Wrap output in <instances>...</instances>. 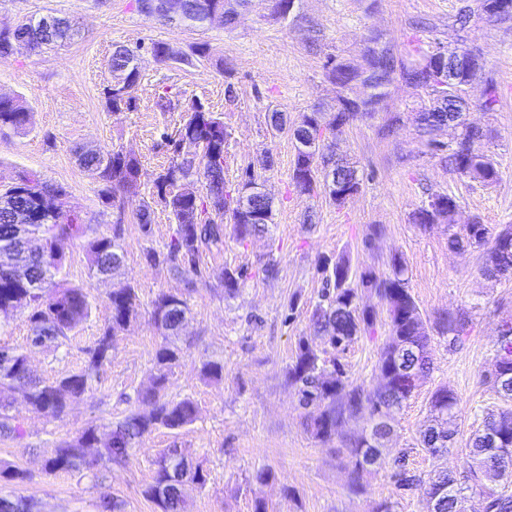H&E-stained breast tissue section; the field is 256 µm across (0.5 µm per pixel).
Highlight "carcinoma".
I'll return each instance as SVG.
<instances>
[{
  "instance_id": "carcinoma-1",
  "label": "carcinoma",
  "mask_w": 512,
  "mask_h": 512,
  "mask_svg": "<svg viewBox=\"0 0 512 512\" xmlns=\"http://www.w3.org/2000/svg\"><path fill=\"white\" fill-rule=\"evenodd\" d=\"M137 11L166 23L163 0H134ZM179 23L202 27L209 15L224 8V0H178ZM72 24L57 18L51 27H43L30 18L8 33L0 31V58L12 54V46L24 42L30 51L41 53L70 39ZM432 48L412 45L406 56L397 57L378 46L374 37L365 49L371 74L360 80L359 67L338 59L330 60V75L336 84L333 111L319 109L300 114L288 124L283 114L274 111L270 122L276 133L294 140L306 136L315 144L314 152L295 151L290 179L301 195L319 190L340 206L358 191L357 169L336 158L335 140L353 121L379 111L389 85L396 77L423 89L431 105L425 112L448 114L455 109L452 96L439 90L432 81L434 70L424 61ZM111 84L106 88L107 106L114 111L135 106L139 84L137 50L117 45L110 59ZM361 82L362 93L350 96V83ZM498 91L495 81L487 79L481 107L495 111ZM29 111L19 98H0V128H23ZM462 145L450 149L448 168L461 177L492 185L499 180L493 159L477 148L485 137L482 129L464 128ZM228 132L215 113L196 102L188 119L170 140L177 149L179 139L197 143L200 153L192 159L177 157L155 180L156 196L170 211L177 228L167 244L165 260L169 270L181 277L198 273L199 254L207 249L224 247L226 232L244 242L270 232L272 222L256 224L255 211L273 213V203L266 198H245L240 187L257 179L254 168L247 167L244 179L230 188L224 178V141ZM81 167L102 184L107 200L125 210L136 203V218L142 227L151 224V206L145 200L134 201L139 194L141 163L121 150H86L78 155ZM63 189L35 173L22 175L18 182L0 192V313L9 316L19 308L30 310V347L47 340L65 341L69 333L91 312L85 289L55 280L66 261L65 246L87 241V259L91 275L108 278L124 266L125 250L121 225L112 235L97 234L84 223L80 211L66 205ZM456 198L436 194L412 214V222L428 229L436 224L448 225V250L473 248L482 252L483 272L491 277L512 276V225L498 230L487 224H465L454 230ZM320 270L326 288L311 312L309 321L315 332L327 338L336 351H343L355 339L374 331L377 313L360 306L358 289L373 292L386 306L389 335L377 360L374 373L377 386L368 391L349 381L338 357H320L307 341H300L295 361L288 367V379L298 386L300 405L307 409L306 429L317 440H337L339 451L348 458V484L355 494L365 491L366 477L380 467L382 447L395 434L398 415L418 382L433 368L429 327L410 292L405 262L393 258L387 274L372 269L356 272L344 257L321 260ZM243 272L224 269L220 284L224 294L232 297L239 291ZM111 322L103 329L93 347L86 351L87 360L77 372L66 373L47 382L36 378L28 366L27 353L5 342L0 343V436L19 438L21 427L9 414L16 402L28 410L50 418H60L85 400L91 381L109 361L112 340L117 332L135 319L138 313L137 288L131 283L112 289L109 296ZM188 311L181 295L162 292L152 302L150 312L154 328L162 337L154 354L150 385L139 393L141 402L151 406L147 413L129 412L111 424L107 439L98 442L97 427L90 426L71 440L62 441L46 460L50 472L59 470H93L108 464L122 465L138 441L152 430L162 427L179 430L194 422L197 406L190 398L178 401L167 398L169 370L180 357L171 343L179 335ZM471 319L465 312H446L435 320L448 335V346L462 343L470 331ZM496 369L486 381L497 395L499 404L480 411L481 428L470 437L465 475L457 478L448 470L436 471L426 478L406 468L403 459L395 461L392 478L403 491L420 490L431 506L430 512H459V496L472 491L480 497L477 512H512V479L503 471L512 468V319L502 321L494 354ZM458 400L453 389L440 386L431 395L428 424L420 433L419 444L434 457L454 448ZM368 414V428L350 435L344 426L362 413ZM153 482L144 495L157 512H183L187 487L203 488L207 473L201 466L188 465L178 448L159 452ZM36 504L26 498L0 497V512H32Z\"/></svg>"
}]
</instances>
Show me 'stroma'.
I'll use <instances>...</instances> for the list:
<instances>
[{"mask_svg": "<svg viewBox=\"0 0 512 512\" xmlns=\"http://www.w3.org/2000/svg\"><path fill=\"white\" fill-rule=\"evenodd\" d=\"M463 9L471 17L462 28L456 17ZM45 14L72 20L77 31L64 45L43 53L21 46L0 59V95L23 97L29 110L25 129L0 130V189L26 172L62 187L69 204L98 233L111 234L113 225L121 224L125 263L113 278L99 279L89 274L83 242L69 245L60 278L87 289L90 316L65 343L49 341L32 349L27 345L30 312L18 309L0 321V340L26 351L33 374L52 381L83 367L87 349L109 322L113 288L134 283L140 307L137 319L115 336L111 358L82 404L58 419L13 405L11 413L24 435L0 436V461L17 465L29 478L0 482V494L34 499L39 512H99L105 495L122 500L125 512H155L143 491L155 475L159 450L178 448L208 475L205 488L188 491L184 512H252L258 497L268 512H370L390 498L398 501V512H429L421 493L397 491L391 478L394 461L406 457L409 468L425 476L464 471L463 448L480 424L477 413L498 403L485 376L492 369L499 325L512 317V277L486 276L479 253L449 251L444 225L426 230L413 224L411 215L431 196L449 193L459 200L457 224H512V20H488L479 0H295L284 19L268 0H250L233 28L214 20L191 29L140 14L134 0H0V28ZM375 36L398 56L417 39L449 48L464 45L481 55L502 99L496 111H483L484 81L474 80L466 88L467 119L487 132L482 148L501 172L497 183L487 186L450 172L441 148L454 142L457 129L442 128L434 135L435 145H428L416 114L429 99L398 78L382 110L345 127L336 140L337 155L358 171V193L339 206L327 195L292 190L294 145L273 136L268 112L279 110L295 119L315 108L330 111L336 85L328 58L362 64ZM155 42L166 44L174 61L159 64L151 52ZM200 43L208 44L210 55L199 60L193 48ZM117 45L138 48L140 54L137 104L121 112L109 110L104 95ZM162 95L170 99L169 109L158 106ZM196 100L220 114L229 133L228 186L237 185L250 163L272 153L274 166L260 182L273 201L274 226L271 235L245 242L226 235L221 251L201 255L199 273L188 282L174 277L165 264L145 259L147 250L166 252L175 231L168 209L154 205L151 225L142 228L132 210L118 211L106 201L75 150L114 148L136 156L141 196L152 199L154 181L172 157L168 139ZM270 254L279 268L273 278L262 271ZM395 255L408 267L410 291L427 320L464 311L471 318L470 333L452 350L446 336L432 331L433 370L404 405L398 437L386 445L379 473L368 476L365 493L355 494L335 444L320 443L306 431V411L287 371L300 340L325 346L309 323L323 287L319 258L344 256L355 269L384 274ZM227 268L246 274L231 298L217 280ZM163 291L185 295L188 302L187 321L176 340L182 357L169 373L168 396L193 399L196 420L180 430L160 428L145 435L124 466L46 472L44 463L61 441L91 426L107 433L112 422L139 409L137 395L150 384L159 341L151 304ZM360 303L375 309V331L352 343L340 360L353 383L371 389L388 315L373 294L362 293ZM206 361L223 364L221 381L201 378ZM442 385L459 399L458 435L454 450L435 458L417 440L429 416L430 396ZM261 469L273 474L264 485L253 479Z\"/></svg>", "mask_w": 512, "mask_h": 512, "instance_id": "obj_1", "label": "stroma"}]
</instances>
